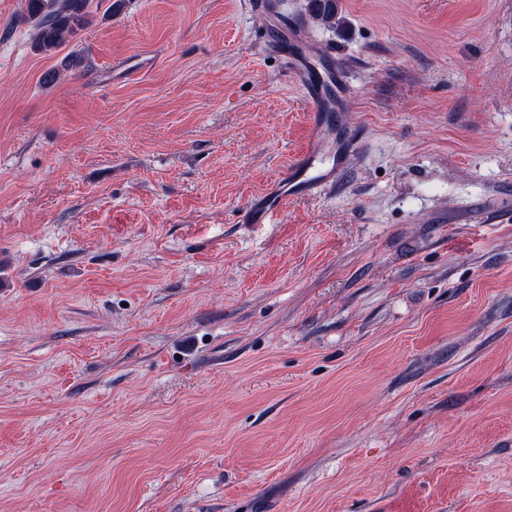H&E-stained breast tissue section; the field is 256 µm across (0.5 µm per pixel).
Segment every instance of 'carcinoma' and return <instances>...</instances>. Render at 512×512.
I'll return each instance as SVG.
<instances>
[{
  "label": "carcinoma",
  "instance_id": "obj_1",
  "mask_svg": "<svg viewBox=\"0 0 512 512\" xmlns=\"http://www.w3.org/2000/svg\"><path fill=\"white\" fill-rule=\"evenodd\" d=\"M337 0H308L313 19L336 23ZM27 16L33 23V47L53 53L89 23V0H26Z\"/></svg>",
  "mask_w": 512,
  "mask_h": 512
}]
</instances>
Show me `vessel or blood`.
<instances>
[{"label":"vessel or blood","mask_w":512,"mask_h":512,"mask_svg":"<svg viewBox=\"0 0 512 512\" xmlns=\"http://www.w3.org/2000/svg\"><path fill=\"white\" fill-rule=\"evenodd\" d=\"M294 68L305 89L310 102V123L315 132L313 146L302 153L289 169L287 175L274 186L251 201L242 212V221L246 224H269L284 210L288 200L309 196L334 186L344 169L351 153L350 148H342L334 154L331 163H322L319 156L324 148L326 128L324 114L329 104L324 85L309 67L308 57L315 49L301 36H293L286 42Z\"/></svg>","instance_id":"vessel-or-blood-1"}]
</instances>
